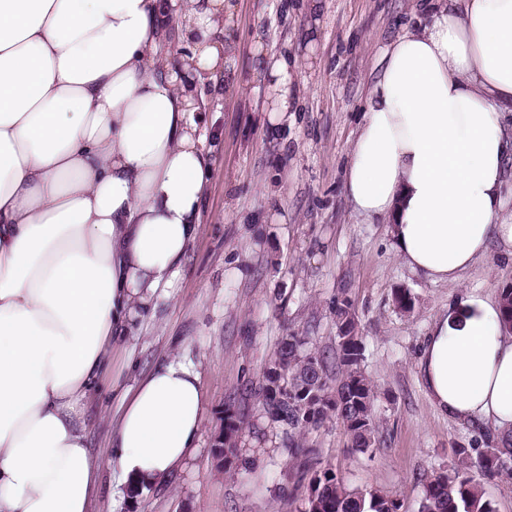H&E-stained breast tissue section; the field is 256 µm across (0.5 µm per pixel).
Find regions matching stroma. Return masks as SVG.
Instances as JSON below:
<instances>
[{"label":"stroma","mask_w":512,"mask_h":512,"mask_svg":"<svg viewBox=\"0 0 512 512\" xmlns=\"http://www.w3.org/2000/svg\"><path fill=\"white\" fill-rule=\"evenodd\" d=\"M286 2L233 0L224 79L200 84L211 99L202 126L215 164L199 233L173 287L136 319L112 363V374L130 386L162 360L191 362L205 391L197 446L167 482L131 497L112 463L120 399L103 382L86 410L90 452L103 464L91 512H303L309 481L325 467L337 469L349 489L382 491L416 512L421 475L452 472L455 446L480 452L491 442V430L434 408L420 354L432 324L460 294L497 298L512 289V258L494 247L460 281L431 282L399 260L387 225L362 222L344 187L383 51L427 12L421 0H324L315 18L302 2L290 11ZM258 44L288 53L306 85L274 139L254 68ZM401 289L410 292L412 310L397 307ZM344 302L363 338L361 367L375 386L380 449L348 448L334 420L305 433L315 454L301 469L258 388L284 336L335 348L336 306ZM230 408L245 416L236 438L240 460L231 465L216 456Z\"/></svg>","instance_id":"obj_1"}]
</instances>
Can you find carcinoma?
Returning a JSON list of instances; mask_svg holds the SVG:
<instances>
[{"instance_id": "carcinoma-1", "label": "carcinoma", "mask_w": 512, "mask_h": 512, "mask_svg": "<svg viewBox=\"0 0 512 512\" xmlns=\"http://www.w3.org/2000/svg\"><path fill=\"white\" fill-rule=\"evenodd\" d=\"M336 362L307 347L303 336L285 337L260 388L272 423L288 428L289 453L305 456L310 449L296 444L291 432L315 427L334 417L350 447L366 452L376 445L374 386L361 368L362 337L347 304L336 306ZM336 365V391H329L330 368ZM453 453L461 466L448 474L422 477V497L416 512H496L477 477H493L512 469V448L497 444L477 457L460 445ZM402 505L380 491L353 492L330 468L315 472L305 497L304 512H401Z\"/></svg>"}]
</instances>
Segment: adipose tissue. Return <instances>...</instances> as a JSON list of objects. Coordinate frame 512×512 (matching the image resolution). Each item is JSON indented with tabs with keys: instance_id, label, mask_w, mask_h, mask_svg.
I'll use <instances>...</instances> for the list:
<instances>
[{
	"instance_id": "ef3b65f1",
	"label": "adipose tissue",
	"mask_w": 512,
	"mask_h": 512,
	"mask_svg": "<svg viewBox=\"0 0 512 512\" xmlns=\"http://www.w3.org/2000/svg\"><path fill=\"white\" fill-rule=\"evenodd\" d=\"M229 0H0V512H89L99 465L84 407L113 347L177 277L212 159L195 81L219 78ZM189 55L171 62L169 29ZM270 133L299 89L287 55L255 49ZM344 169L355 212L397 256L453 282L512 256L498 221L512 183V0H441L383 54ZM464 292L421 354L444 416L512 439V327ZM112 459L134 487L195 447L205 392L172 359L122 390Z\"/></svg>"
}]
</instances>
